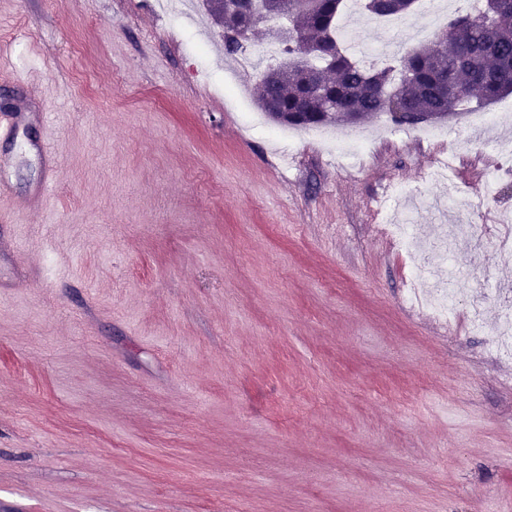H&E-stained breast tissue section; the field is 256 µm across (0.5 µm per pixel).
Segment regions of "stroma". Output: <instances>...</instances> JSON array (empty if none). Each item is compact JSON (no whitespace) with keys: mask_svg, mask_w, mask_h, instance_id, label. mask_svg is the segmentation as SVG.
Wrapping results in <instances>:
<instances>
[{"mask_svg":"<svg viewBox=\"0 0 512 512\" xmlns=\"http://www.w3.org/2000/svg\"><path fill=\"white\" fill-rule=\"evenodd\" d=\"M0 0V512H512V259L477 103L423 140L384 114L350 158L249 130L202 0ZM355 59L393 35L343 10ZM37 81L42 99L29 94ZM431 233L416 298L394 221ZM38 119L41 120L43 133L40 143L34 145V148L42 161L44 177L28 202L33 206L43 207L47 200L48 184L58 172L60 150L54 138L49 135L48 112H40Z\"/></svg>","mask_w":512,"mask_h":512,"instance_id":"obj_1","label":"stroma"}]
</instances>
